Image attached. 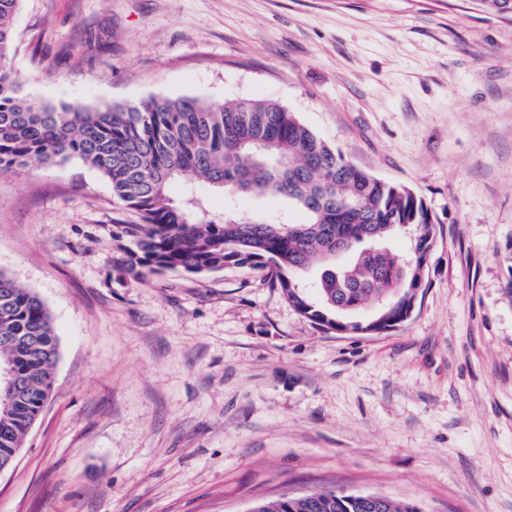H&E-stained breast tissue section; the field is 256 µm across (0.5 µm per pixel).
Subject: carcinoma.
Returning <instances> with one entry per match:
<instances>
[{"label":"carcinoma","mask_w":512,"mask_h":512,"mask_svg":"<svg viewBox=\"0 0 512 512\" xmlns=\"http://www.w3.org/2000/svg\"><path fill=\"white\" fill-rule=\"evenodd\" d=\"M20 2L0 0V174L77 159L108 179L141 218L119 225L132 242L121 247V278L269 269L271 285L325 333H384L388 320L365 309L386 307L397 327L416 306L434 232L425 203L410 190L361 170L275 101H35L23 94L11 67ZM472 2L499 17L512 7V0ZM185 179L229 199L240 193L282 198L304 220L276 224L230 207L216 215L193 192L171 195V185ZM400 232L410 234L403 253L386 243ZM338 244L351 256L342 267ZM316 262L319 273L308 286L305 273ZM59 346L42 299L0 270V362H10L16 378L9 405L0 403V468L13 464L50 396ZM249 512L370 510L348 493L320 490L259 502Z\"/></svg>","instance_id":"1"}]
</instances>
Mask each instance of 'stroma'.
<instances>
[{
    "instance_id": "stroma-1",
    "label": "stroma",
    "mask_w": 512,
    "mask_h": 512,
    "mask_svg": "<svg viewBox=\"0 0 512 512\" xmlns=\"http://www.w3.org/2000/svg\"><path fill=\"white\" fill-rule=\"evenodd\" d=\"M12 69L54 104L274 100L432 217L427 286L321 332L268 272L120 280L138 223L76 159L0 175V270L59 336L0 512H248L315 490L512 512V19L470 0H21Z\"/></svg>"
}]
</instances>
